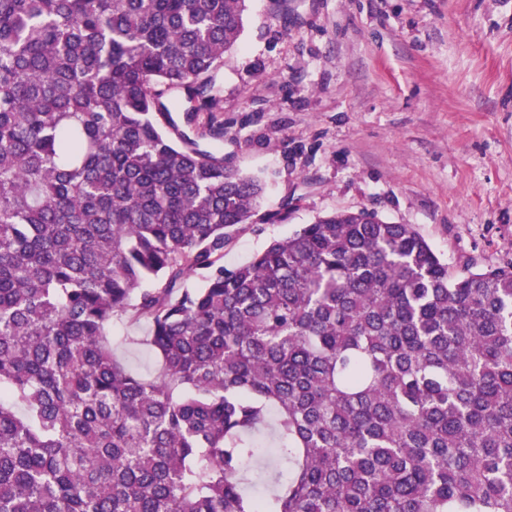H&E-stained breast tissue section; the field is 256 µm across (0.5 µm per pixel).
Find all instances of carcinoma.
<instances>
[{"label": "carcinoma", "instance_id": "carcinoma-1", "mask_svg": "<svg viewBox=\"0 0 512 512\" xmlns=\"http://www.w3.org/2000/svg\"><path fill=\"white\" fill-rule=\"evenodd\" d=\"M247 2L0 0V512H512V262L361 210L224 267L264 194L216 84ZM108 331L113 352L121 362L143 376H157V358L141 341L147 334L146 324L132 325L126 319L114 318Z\"/></svg>", "mask_w": 512, "mask_h": 512}]
</instances>
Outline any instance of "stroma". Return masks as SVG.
Wrapping results in <instances>:
<instances>
[{
    "mask_svg": "<svg viewBox=\"0 0 512 512\" xmlns=\"http://www.w3.org/2000/svg\"><path fill=\"white\" fill-rule=\"evenodd\" d=\"M224 161L262 178L283 224L236 233L249 262L316 216L412 225L450 273L512 262V0H249L220 73ZM146 324L112 349L152 377Z\"/></svg>",
    "mask_w": 512,
    "mask_h": 512,
    "instance_id": "1",
    "label": "stroma"
}]
</instances>
